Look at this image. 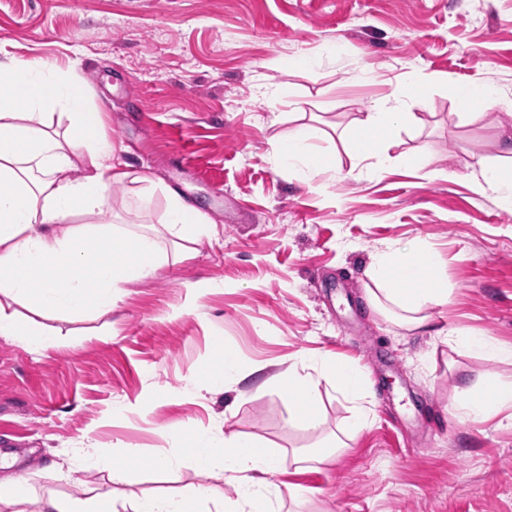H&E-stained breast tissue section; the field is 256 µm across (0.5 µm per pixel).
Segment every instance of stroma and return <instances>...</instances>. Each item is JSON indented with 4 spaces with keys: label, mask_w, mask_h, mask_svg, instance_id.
<instances>
[{
    "label": "stroma",
    "mask_w": 512,
    "mask_h": 512,
    "mask_svg": "<svg viewBox=\"0 0 512 512\" xmlns=\"http://www.w3.org/2000/svg\"><path fill=\"white\" fill-rule=\"evenodd\" d=\"M303 56L317 66L301 67ZM6 57L77 76L131 170L178 189L220 230L126 289L111 335L43 316L59 345L33 352L0 338V457L15 474L40 494L112 489L117 510L188 485L234 497L220 470L145 462L172 448L174 430L218 423L312 452L348 403L322 382L318 426H292L267 378L315 354L365 367L374 419L335 462L282 475L304 492L298 512H512V408L477 423L453 411L460 379L512 382V364L395 327L365 299L373 254L421 242L452 292L434 327L512 348V211L470 185L478 160L499 162L512 119L471 117L454 94L488 82L512 99V0H0ZM367 68L374 80L361 79ZM416 72L437 78L424 103L406 105L419 123L400 148L417 167L361 176L340 149L335 182L316 191L270 160L291 114L348 129ZM225 348L239 371L224 392L193 388ZM87 439L118 460L136 449L141 463L117 485L92 461L66 463L64 449Z\"/></svg>",
    "instance_id": "obj_1"
}]
</instances>
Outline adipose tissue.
<instances>
[{
    "label": "adipose tissue",
    "instance_id": "ef3b65f1",
    "mask_svg": "<svg viewBox=\"0 0 512 512\" xmlns=\"http://www.w3.org/2000/svg\"><path fill=\"white\" fill-rule=\"evenodd\" d=\"M432 83L417 76L397 91L374 101L341 144L353 167L379 176L392 165L413 164L410 153H395L401 131L416 118L407 100L424 101ZM270 157L282 168H298L322 185L335 181V157L320 145L308 124L293 126L270 143ZM126 163L117 160L105 132L102 112L90 107L81 84L49 59L0 61V337L34 350L54 343L52 329L36 318L86 316L104 318L99 333L111 335L107 318L128 286L155 278L164 267L195 256L203 242L218 234L215 221L161 181L147 178L139 212H147L155 193L165 199L158 224L128 221L112 210V187L133 180ZM472 190L512 203V168L479 162ZM367 300L385 318L415 329H431L432 310L447 306L451 292L438 255L427 245H387L372 258ZM331 378L351 404L338 434L325 439L317 463L332 460L347 442L372 421L366 403L367 376L357 365L327 359L300 358L273 382L288 400L291 425H317L321 379ZM512 406L511 384L468 380L460 388L459 417L475 421ZM178 445L152 460L158 470L181 459L199 469L221 464L225 484L238 487L236 498L222 499L223 512H277L282 494L275 478L287 462L284 452H255V439L215 426L177 436ZM204 489L188 486L136 499L130 512H193ZM38 512H112L111 493L76 497H35L21 476L0 477V507L25 512L30 500Z\"/></svg>",
    "mask_w": 512,
    "mask_h": 512
}]
</instances>
